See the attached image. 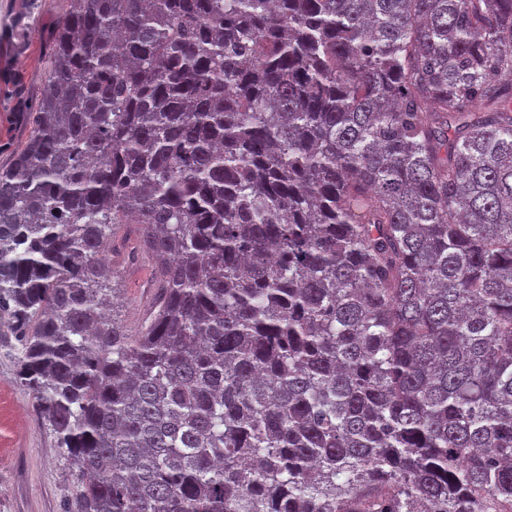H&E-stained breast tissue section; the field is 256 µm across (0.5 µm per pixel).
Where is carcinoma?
I'll use <instances>...</instances> for the list:
<instances>
[{
  "label": "carcinoma",
  "mask_w": 512,
  "mask_h": 512,
  "mask_svg": "<svg viewBox=\"0 0 512 512\" xmlns=\"http://www.w3.org/2000/svg\"><path fill=\"white\" fill-rule=\"evenodd\" d=\"M35 112L0 323L65 512H512V0H70ZM136 241L134 236L127 238L126 246L118 258L126 261L123 277L118 288H121L119 297V309L128 323L137 319L140 309L139 304L145 290L146 281L151 272V262L135 251ZM138 309V310H137Z\"/></svg>",
  "instance_id": "obj_1"
}]
</instances>
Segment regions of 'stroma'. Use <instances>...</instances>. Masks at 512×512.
Segmentation results:
<instances>
[{
    "mask_svg": "<svg viewBox=\"0 0 512 512\" xmlns=\"http://www.w3.org/2000/svg\"><path fill=\"white\" fill-rule=\"evenodd\" d=\"M68 0H0V165L10 163L28 137L23 113L32 111L49 59L56 22ZM127 239L120 257L125 320L135 321L151 272L150 261ZM74 487L49 433L16 381L15 366L0 349V512H63Z\"/></svg>",
    "mask_w": 512,
    "mask_h": 512,
    "instance_id": "35a3bbf8",
    "label": "stroma"
}]
</instances>
